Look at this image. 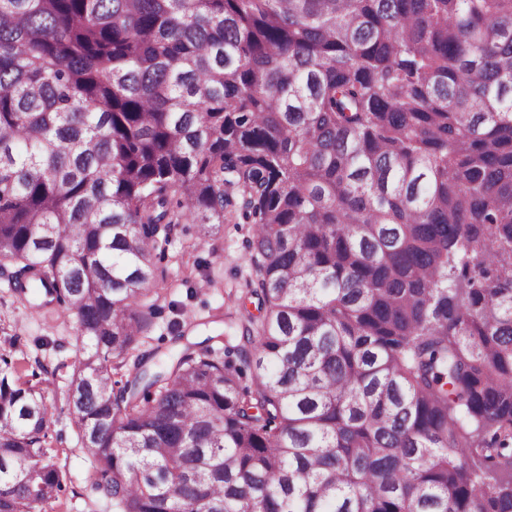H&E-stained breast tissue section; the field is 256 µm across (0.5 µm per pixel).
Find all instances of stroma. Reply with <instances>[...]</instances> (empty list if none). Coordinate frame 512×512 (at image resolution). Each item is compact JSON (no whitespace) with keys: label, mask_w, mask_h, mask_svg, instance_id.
<instances>
[{"label":"stroma","mask_w":512,"mask_h":512,"mask_svg":"<svg viewBox=\"0 0 512 512\" xmlns=\"http://www.w3.org/2000/svg\"><path fill=\"white\" fill-rule=\"evenodd\" d=\"M246 224L224 223L202 238L193 224H178L159 264L163 274L157 314L137 351L165 360L179 343L210 335H234L251 268L245 249ZM75 326L56 305L42 297L18 300L6 276L0 275V355L11 359L18 382L41 388L49 401V453L66 471L68 481L59 500L37 512H115L111 501L92 490V467L84 453L73 417L62 398L72 371Z\"/></svg>","instance_id":"1"}]
</instances>
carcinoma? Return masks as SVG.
<instances>
[{
  "mask_svg": "<svg viewBox=\"0 0 512 512\" xmlns=\"http://www.w3.org/2000/svg\"><path fill=\"white\" fill-rule=\"evenodd\" d=\"M239 334L132 356L172 226ZM77 332L119 512H512V0H0V270ZM0 356V512L57 500Z\"/></svg>",
  "mask_w": 512,
  "mask_h": 512,
  "instance_id": "obj_1",
  "label": "carcinoma"
}]
</instances>
